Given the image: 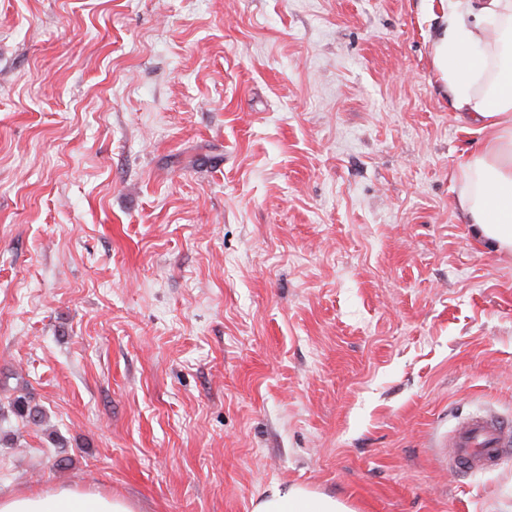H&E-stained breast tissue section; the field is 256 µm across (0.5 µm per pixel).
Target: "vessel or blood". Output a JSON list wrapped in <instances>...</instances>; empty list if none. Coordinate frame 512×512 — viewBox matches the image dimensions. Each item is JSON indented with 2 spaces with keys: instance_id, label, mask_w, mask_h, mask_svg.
<instances>
[{
  "instance_id": "b4317fda",
  "label": "vessel or blood",
  "mask_w": 512,
  "mask_h": 512,
  "mask_svg": "<svg viewBox=\"0 0 512 512\" xmlns=\"http://www.w3.org/2000/svg\"><path fill=\"white\" fill-rule=\"evenodd\" d=\"M512 456V423L476 413L459 421L448 438V470L467 474L496 466Z\"/></svg>"
}]
</instances>
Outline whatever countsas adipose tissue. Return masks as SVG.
Instances as JSON below:
<instances>
[{
	"label": "adipose tissue",
	"mask_w": 512,
	"mask_h": 512,
	"mask_svg": "<svg viewBox=\"0 0 512 512\" xmlns=\"http://www.w3.org/2000/svg\"><path fill=\"white\" fill-rule=\"evenodd\" d=\"M443 31L432 67L456 110L468 113L481 145L454 173L457 207L479 241L512 254V0H431ZM0 512H136L132 502L54 487L0 495ZM252 512H354L346 501L301 485L276 486Z\"/></svg>",
	"instance_id": "adipose-tissue-1"
}]
</instances>
